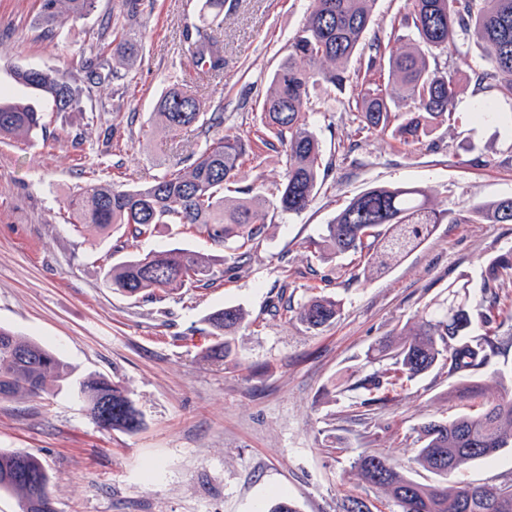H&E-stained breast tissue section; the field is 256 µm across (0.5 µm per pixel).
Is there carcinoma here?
I'll use <instances>...</instances> for the list:
<instances>
[{
  "instance_id": "carcinoma-1",
  "label": "carcinoma",
  "mask_w": 512,
  "mask_h": 512,
  "mask_svg": "<svg viewBox=\"0 0 512 512\" xmlns=\"http://www.w3.org/2000/svg\"><path fill=\"white\" fill-rule=\"evenodd\" d=\"M374 0H313L306 24L290 44L288 56L272 75L264 97L260 123L285 153L284 182L276 188V203L252 187H239L238 198L225 191L237 182L246 158L254 154L252 140L237 134H218L199 150L179 158L162 175L132 189L89 183L66 200L74 229L104 231L123 228L133 239L153 233L159 224H181L187 230L245 256L264 227L269 209L298 215L308 208L322 186V149L310 117L321 108L312 105L310 88L327 90L351 85L357 131L374 130L404 146L424 145L448 122L458 94L457 72L441 54L458 42L483 48L484 64L474 71L473 93L512 97V0H408L407 12L390 22L385 36L368 45L363 66L350 61L372 22ZM96 0H40L36 19L47 34L63 23L87 15ZM186 52L206 70L224 72V38L186 24L182 31ZM137 40L126 26L112 28V57L131 60ZM77 84L55 70L14 68L17 84L50 104L56 117L85 112L93 88L115 78L100 57L84 65ZM159 121L171 132L193 126L217 128L221 112H209L187 88L172 85L157 105ZM47 127L46 115L23 100L0 97V138L31 140ZM468 223L512 224V198L472 203ZM459 224L452 212L439 209L423 190L403 186L365 189L323 225L310 243L323 262L351 254L364 275L378 265L398 261L421 245L439 224ZM214 270L209 258L189 248L138 254L110 266L109 287L130 297L175 290L188 284L209 287ZM512 280V249L491 259L482 272V295L473 304L470 282L448 284L447 306L434 309L420 322L406 323L393 336L375 342L368 356L387 361L385 368L359 381L373 392L396 389L432 371L448 369V396L476 407L446 421L430 420L419 428L411 462L438 476L457 472L469 462L493 460L512 446V394L482 400L484 385L477 372L484 369L512 328V296L502 284ZM340 316L337 301L313 296L294 312L311 330H321ZM245 319L241 308L226 306L207 322L215 342L206 357L216 362L235 360L234 334ZM69 364L35 339L0 327V399L35 396L50 381H65ZM77 397L103 430L133 432L141 415L130 389L102 376H88L76 384ZM369 486L385 493L397 512H512V482L473 485L456 482L426 484L407 474L386 457L361 455L354 462ZM49 484L50 476L36 456L22 450L0 449V491L16 493L22 512H30L32 479Z\"/></svg>"
}]
</instances>
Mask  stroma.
Masks as SVG:
<instances>
[{
    "mask_svg": "<svg viewBox=\"0 0 512 512\" xmlns=\"http://www.w3.org/2000/svg\"><path fill=\"white\" fill-rule=\"evenodd\" d=\"M121 0L94 9L46 36L34 19L40 0H0V89L30 99L15 66L66 71L83 78L82 63L111 47L106 17ZM203 0H153L132 28L139 56L122 79L93 91L95 121L73 112L32 142H0V327L56 349L71 379L36 397L0 400V449H21L45 465L56 512H266L277 497L299 512H341L350 498L371 512H396L382 491L358 475L361 455L407 461L421 424L462 412L448 398L441 369L383 403L366 406L354 385L381 371L366 352L376 340L445 302L448 285L480 284L496 255L512 248V224H441L404 259L364 280L350 258L325 264L308 250L322 225L348 201L377 185L415 186L439 208L512 197V100H493L495 113L477 119L480 104L466 83L482 62L474 43L461 47L464 86L450 122L437 128V147H404L374 131L357 132L348 112L354 92L330 97L315 131L331 167L310 206L274 213L246 259L224 246L160 225L153 236L127 239L75 231L67 196L91 182L134 187L152 181L190 150L203 146L193 130L156 125V105L172 83L192 87L205 105H223L224 128L248 133L259 121L270 74L304 26L311 0H224V74H204L184 55L181 31L201 23ZM285 174L281 150L262 149L245 165L240 185L271 195ZM190 248L214 260L215 283L135 298L105 288L106 269L130 254ZM340 300V318L308 330L289 309L312 293ZM239 306L248 314L237 335V363H217L206 319ZM99 374L128 386L143 417L134 432L97 427L75 397L73 383Z\"/></svg>",
    "mask_w": 512,
    "mask_h": 512,
    "instance_id": "35a3bbf8",
    "label": "stroma"
}]
</instances>
